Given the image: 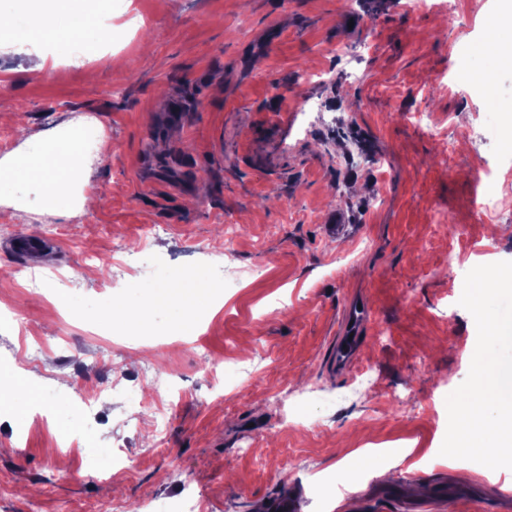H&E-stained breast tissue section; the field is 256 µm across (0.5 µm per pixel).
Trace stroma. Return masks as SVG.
I'll return each instance as SVG.
<instances>
[{
	"label": "stroma",
	"instance_id": "35a3bbf8",
	"mask_svg": "<svg viewBox=\"0 0 512 512\" xmlns=\"http://www.w3.org/2000/svg\"><path fill=\"white\" fill-rule=\"evenodd\" d=\"M127 0L110 13L112 62L42 47L30 72L0 52V126L24 149L38 132L94 119L107 164L91 163L97 207L69 213L0 204V370H17L21 330L44 343L29 373L58 414L0 410V512H132L190 488L203 512H261L279 495L301 512H512V469L439 453L445 399L477 342L459 304V265L512 261V210L487 222L469 199L506 193L482 158L512 170V63L485 49L497 0ZM491 75L461 97L449 76ZM323 73L322 81L303 72ZM326 112H303L302 100ZM183 104L181 119L164 109ZM343 213L353 230L332 234ZM238 240L200 329L157 309L113 322L187 272L215 279L206 251ZM156 270L109 281L102 262L140 245ZM59 269L66 293L33 288ZM368 317L348 371L332 367L352 300ZM219 369H212L214 361ZM369 370L374 387L348 398ZM167 373L163 391L151 380ZM172 409L155 425V404ZM328 419L325 432L308 428ZM91 443L58 457L79 422Z\"/></svg>",
	"mask_w": 512,
	"mask_h": 512
}]
</instances>
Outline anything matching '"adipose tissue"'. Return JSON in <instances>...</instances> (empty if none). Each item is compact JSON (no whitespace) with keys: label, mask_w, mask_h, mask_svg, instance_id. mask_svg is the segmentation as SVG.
<instances>
[{"label":"adipose tissue","mask_w":512,"mask_h":512,"mask_svg":"<svg viewBox=\"0 0 512 512\" xmlns=\"http://www.w3.org/2000/svg\"><path fill=\"white\" fill-rule=\"evenodd\" d=\"M108 31L82 0H35L26 12L24 29L13 18L0 16V45L27 54L29 46L51 43L68 47L104 40ZM86 120L66 123L41 136L33 148L15 151L0 159V201L15 202L19 187L32 189L41 201L56 210L89 205L91 198L78 190L81 165L89 152ZM214 289L211 282L187 275L156 288L138 313L147 320L157 308H173L187 315L185 328L197 330L195 317L202 301Z\"/></svg>","instance_id":"obj_1"}]
</instances>
